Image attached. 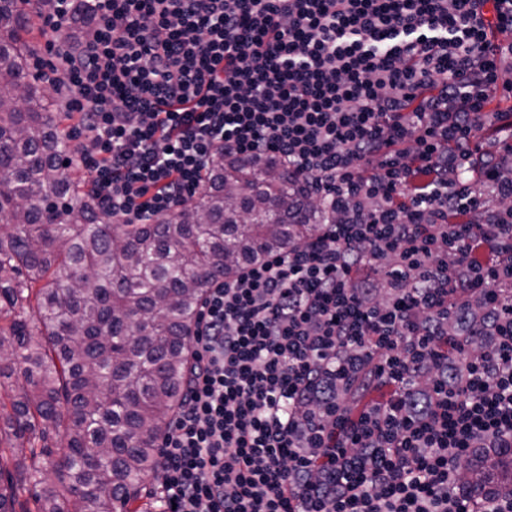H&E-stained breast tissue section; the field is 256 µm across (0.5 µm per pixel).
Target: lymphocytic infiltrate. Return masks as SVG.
Masks as SVG:
<instances>
[{"label": "lymphocytic infiltrate", "instance_id": "obj_1", "mask_svg": "<svg viewBox=\"0 0 512 512\" xmlns=\"http://www.w3.org/2000/svg\"><path fill=\"white\" fill-rule=\"evenodd\" d=\"M80 162L152 224L216 153L330 221L208 288L159 512H512V0H46ZM497 458L494 462L485 463L481 458L472 462L471 468L476 474L477 485L490 488L499 483L512 482V454ZM469 464V465H470Z\"/></svg>", "mask_w": 512, "mask_h": 512}]
</instances>
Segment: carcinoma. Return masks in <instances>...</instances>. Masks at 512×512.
Here are the masks:
<instances>
[{
	"mask_svg": "<svg viewBox=\"0 0 512 512\" xmlns=\"http://www.w3.org/2000/svg\"><path fill=\"white\" fill-rule=\"evenodd\" d=\"M40 9L0 0V386L12 391L0 512H26L28 485L38 512H145L207 288L233 262L288 249L324 213L274 158L219 153L178 212L112 223L86 180L62 172L66 115L28 64ZM25 442L28 459L15 453ZM471 468L482 489L512 482V454Z\"/></svg>",
	"mask_w": 512,
	"mask_h": 512,
	"instance_id": "carcinoma-1",
	"label": "carcinoma"
}]
</instances>
